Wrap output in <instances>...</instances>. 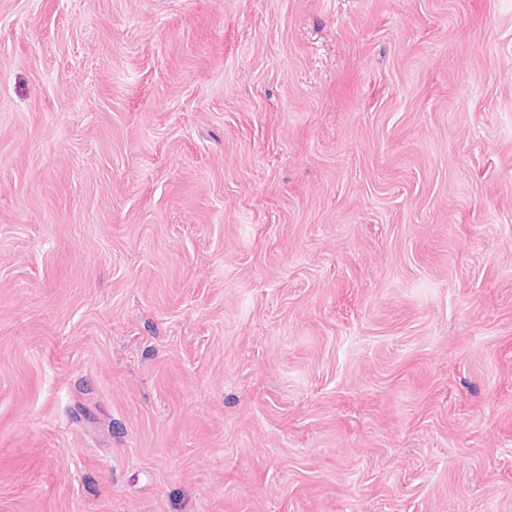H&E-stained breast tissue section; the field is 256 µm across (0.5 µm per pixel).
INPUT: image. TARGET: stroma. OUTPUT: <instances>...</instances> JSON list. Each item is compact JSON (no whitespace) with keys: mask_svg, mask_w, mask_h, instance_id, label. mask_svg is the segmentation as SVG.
Segmentation results:
<instances>
[{"mask_svg":"<svg viewBox=\"0 0 512 512\" xmlns=\"http://www.w3.org/2000/svg\"><path fill=\"white\" fill-rule=\"evenodd\" d=\"M0 512H512V0H0Z\"/></svg>","mask_w":512,"mask_h":512,"instance_id":"stroma-1","label":"stroma"}]
</instances>
